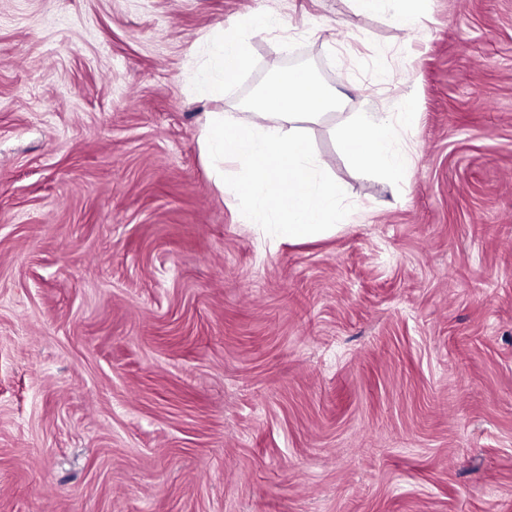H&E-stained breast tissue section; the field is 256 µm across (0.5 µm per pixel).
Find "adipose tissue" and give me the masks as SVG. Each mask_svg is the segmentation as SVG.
<instances>
[{
    "label": "adipose tissue",
    "instance_id": "obj_1",
    "mask_svg": "<svg viewBox=\"0 0 512 512\" xmlns=\"http://www.w3.org/2000/svg\"><path fill=\"white\" fill-rule=\"evenodd\" d=\"M241 43L224 31H215L211 38L210 74L200 87L202 97L219 99L225 86L233 81L243 64ZM410 112L388 114L363 112L349 119L339 132L345 151L358 163L381 170H397L407 164L406 154L395 146L392 139L393 124L411 125Z\"/></svg>",
    "mask_w": 512,
    "mask_h": 512
}]
</instances>
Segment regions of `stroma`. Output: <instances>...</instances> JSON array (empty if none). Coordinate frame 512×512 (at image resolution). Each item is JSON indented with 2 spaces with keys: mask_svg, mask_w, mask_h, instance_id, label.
Returning <instances> with one entry per match:
<instances>
[{
  "mask_svg": "<svg viewBox=\"0 0 512 512\" xmlns=\"http://www.w3.org/2000/svg\"><path fill=\"white\" fill-rule=\"evenodd\" d=\"M402 6L0 0V512H512V0ZM302 59L353 210L270 248L199 127ZM243 56L242 45L236 38L224 30L215 31L211 38V71L201 83V96L207 99L222 98L224 87L239 73ZM414 112H360L349 119L339 132L345 151L360 164H369L381 170H397L407 164V155L395 146L392 139V121L409 126Z\"/></svg>",
  "mask_w": 512,
  "mask_h": 512,
  "instance_id": "1",
  "label": "stroma"
}]
</instances>
